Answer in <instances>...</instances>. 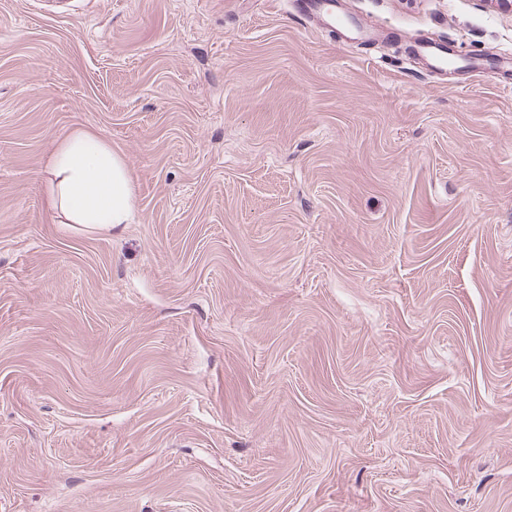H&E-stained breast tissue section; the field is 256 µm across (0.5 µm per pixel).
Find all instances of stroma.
<instances>
[{
	"mask_svg": "<svg viewBox=\"0 0 512 512\" xmlns=\"http://www.w3.org/2000/svg\"><path fill=\"white\" fill-rule=\"evenodd\" d=\"M340 2L0 0V512H512V10ZM301 2L297 4L299 12H303L306 17L314 18L319 21V23L326 27L327 22L322 19H327L330 21L333 27L336 25H345L348 22V18L343 12H337L336 9L329 12L330 9L325 6H331L333 0H300ZM412 54L426 61L434 70L448 71V67L458 69L457 62L448 57V52L441 43L419 40L411 47ZM45 166L53 176L48 205L56 224H91L112 231L131 222V172L120 154L94 132L73 131Z\"/></svg>",
	"mask_w": 512,
	"mask_h": 512,
	"instance_id": "obj_1",
	"label": "stroma"
}]
</instances>
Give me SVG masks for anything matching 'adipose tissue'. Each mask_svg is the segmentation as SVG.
<instances>
[{"instance_id":"adipose-tissue-1","label":"adipose tissue","mask_w":512,"mask_h":512,"mask_svg":"<svg viewBox=\"0 0 512 512\" xmlns=\"http://www.w3.org/2000/svg\"><path fill=\"white\" fill-rule=\"evenodd\" d=\"M49 211L68 224L112 230L130 223L135 208L133 179L120 154L97 134L78 129L50 154Z\"/></svg>"}]
</instances>
